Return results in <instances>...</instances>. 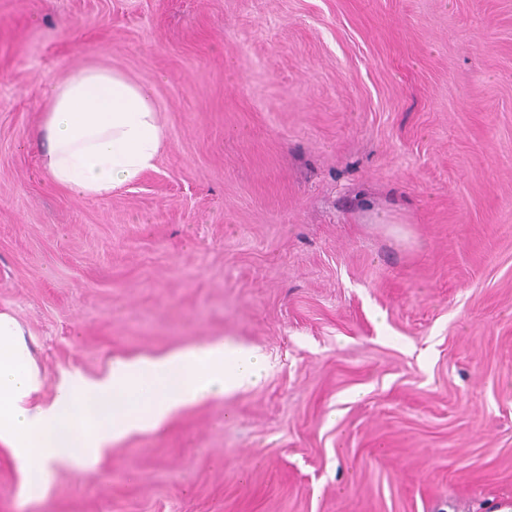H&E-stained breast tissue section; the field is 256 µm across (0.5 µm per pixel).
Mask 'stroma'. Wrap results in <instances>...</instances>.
<instances>
[{"label":"stroma","instance_id":"35a3bbf8","mask_svg":"<svg viewBox=\"0 0 512 512\" xmlns=\"http://www.w3.org/2000/svg\"><path fill=\"white\" fill-rule=\"evenodd\" d=\"M150 85L166 138L56 186L46 87ZM0 311L45 377L232 338L261 382L0 512L512 508V0H0Z\"/></svg>","mask_w":512,"mask_h":512}]
</instances>
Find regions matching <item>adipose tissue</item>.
Masks as SVG:
<instances>
[{
  "mask_svg": "<svg viewBox=\"0 0 512 512\" xmlns=\"http://www.w3.org/2000/svg\"><path fill=\"white\" fill-rule=\"evenodd\" d=\"M45 95L43 159L57 186L93 199L154 169L165 131L146 85L90 65L50 84ZM265 369L257 348L216 339L118 360L97 378L61 371L52 400L42 403L44 377L16 321L0 312V443L36 499L59 467L93 463L112 443L156 429L187 404L250 388Z\"/></svg>",
  "mask_w": 512,
  "mask_h": 512,
  "instance_id": "obj_1",
  "label": "adipose tissue"
}]
</instances>
